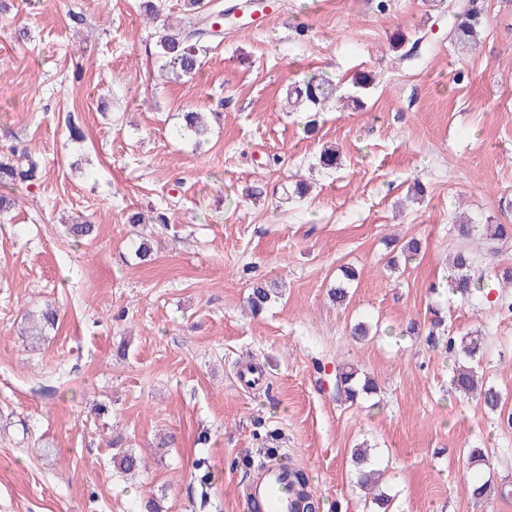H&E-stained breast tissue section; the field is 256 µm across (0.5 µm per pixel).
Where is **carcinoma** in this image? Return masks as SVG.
<instances>
[{
	"mask_svg": "<svg viewBox=\"0 0 512 512\" xmlns=\"http://www.w3.org/2000/svg\"><path fill=\"white\" fill-rule=\"evenodd\" d=\"M186 7L193 12L195 21L188 27H172L165 24L155 29L154 45L158 55L165 61L176 77L195 74L202 65V52L206 51V43L221 37V33L212 29V23L217 16L226 13L233 14L236 8L226 11H215L210 8L207 0H186ZM483 26V8L480 0H450L448 2V36L457 45L467 46L476 42ZM295 99L289 101L291 106L308 104L311 109L318 111L336 95V85L325 79L312 76L294 89ZM183 135L195 139L199 145L209 133V125L205 114L201 112H186L183 115ZM41 158L27 149H13L9 154L0 155V186L12 188L18 185H31L41 178ZM458 235L467 239L479 233L486 239L503 245L512 241L511 224H477L463 222L456 225ZM485 270L478 264L475 257L466 252H457L452 260L451 274L448 277V291L462 298L475 296L483 289ZM276 289L265 284L254 285L247 297L248 306L259 312L269 306ZM58 320L57 310L46 307L41 313L30 320L27 333L38 340L47 330L54 328ZM442 325V319L433 320L428 331L429 340L437 344L443 343L448 358L454 363L467 362L469 366L455 370L451 385L455 391L469 394L478 392L480 406L487 413L502 411L504 404L502 393L492 385L479 386L478 367L485 354L484 337L477 334L465 336L437 337V330ZM334 389L338 401L356 403L361 396L376 391V383L369 376L362 374L357 368L342 363L338 365L335 374ZM351 461L356 465L359 483L363 487L372 484L379 474L375 459L364 450L355 448ZM113 463L120 472H134L141 464L138 454L131 450L123 451L113 456ZM471 494L476 499H488L492 496L504 497L512 493L505 485L496 486L485 480L471 479Z\"/></svg>",
	"mask_w": 512,
	"mask_h": 512,
	"instance_id": "1",
	"label": "carcinoma"
}]
</instances>
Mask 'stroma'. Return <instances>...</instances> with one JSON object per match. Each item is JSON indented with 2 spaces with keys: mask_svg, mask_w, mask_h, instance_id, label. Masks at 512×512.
Segmentation results:
<instances>
[{
  "mask_svg": "<svg viewBox=\"0 0 512 512\" xmlns=\"http://www.w3.org/2000/svg\"><path fill=\"white\" fill-rule=\"evenodd\" d=\"M0 12V154L28 148L41 179L10 190L0 216V512H241L260 458L305 468L321 512H369L351 450L387 462L391 512H512L475 502L466 451L512 484V432L456 393L443 347L427 338L481 331L479 373L512 409V314L492 299L448 297L449 258L495 263L482 236L453 223H512V0H483L474 48L448 40V0H275L276 12L225 24L193 78L162 81L153 25L137 0H5ZM424 39L401 59L397 38ZM322 74L339 99L307 137L289 86ZM360 109L343 106L361 75ZM213 114L201 147L174 136L187 111ZM83 132L69 136V124ZM336 145V168L318 165ZM310 189L286 197L298 181ZM421 182L426 193L407 202ZM163 212L166 224H129ZM77 215L96 226L73 242ZM151 238L140 262L137 236ZM415 260L389 268L392 242ZM348 305L328 292L345 268ZM259 282L281 292L251 315ZM60 313L40 341L26 311ZM376 334L354 341L351 326ZM260 365L264 384L243 388ZM348 363L376 382L356 404L331 381ZM208 431L209 444L197 436ZM144 457L118 473L115 449ZM212 474L200 486L195 463Z\"/></svg>",
  "mask_w": 512,
  "mask_h": 512,
  "instance_id": "1",
  "label": "stroma"
}]
</instances>
